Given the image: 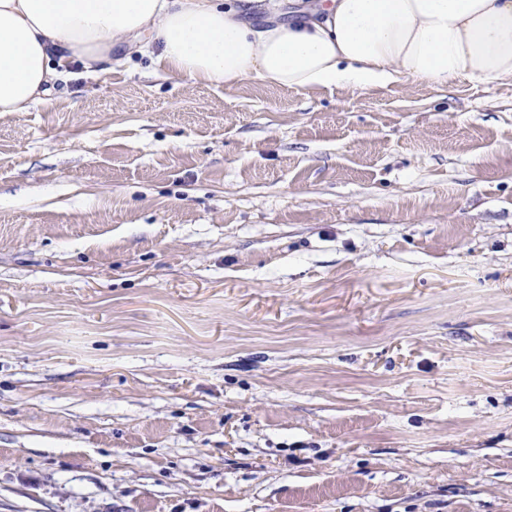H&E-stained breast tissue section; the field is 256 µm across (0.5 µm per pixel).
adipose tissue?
Listing matches in <instances>:
<instances>
[{"label":"adipose tissue","instance_id":"obj_1","mask_svg":"<svg viewBox=\"0 0 512 512\" xmlns=\"http://www.w3.org/2000/svg\"><path fill=\"white\" fill-rule=\"evenodd\" d=\"M136 55L209 86L512 85V0H0V113Z\"/></svg>","mask_w":512,"mask_h":512}]
</instances>
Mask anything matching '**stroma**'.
<instances>
[{
    "mask_svg": "<svg viewBox=\"0 0 512 512\" xmlns=\"http://www.w3.org/2000/svg\"><path fill=\"white\" fill-rule=\"evenodd\" d=\"M0 512H512V87L1 113Z\"/></svg>",
    "mask_w": 512,
    "mask_h": 512,
    "instance_id": "1",
    "label": "stroma"
}]
</instances>
